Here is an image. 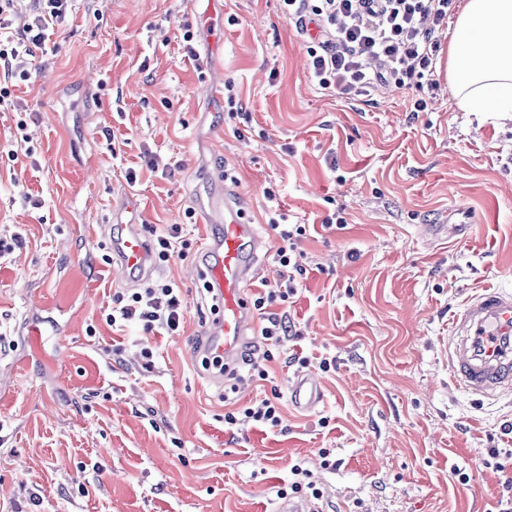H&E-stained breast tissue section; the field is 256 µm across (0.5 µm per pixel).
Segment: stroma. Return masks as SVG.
Listing matches in <instances>:
<instances>
[{"mask_svg": "<svg viewBox=\"0 0 512 512\" xmlns=\"http://www.w3.org/2000/svg\"><path fill=\"white\" fill-rule=\"evenodd\" d=\"M452 32L435 33L437 82L330 97L277 0H76L58 50L0 104V237L22 240L0 258V512H277L299 458L324 512H499L512 463H480L512 448V395L457 389L440 339L467 296L512 289V120L451 100ZM228 171L267 241L251 291L282 281L269 211L307 228L283 306L294 334L252 328L268 376L240 366L235 391L196 352L212 315L196 264ZM452 205L475 214L467 236L427 239ZM334 214L344 227L325 225ZM132 222L184 227L151 276L184 294L178 334L106 322L131 289L111 239ZM302 370L323 386L315 410L287 400L280 427L225 429L226 403L288 393Z\"/></svg>", "mask_w": 512, "mask_h": 512, "instance_id": "obj_1", "label": "stroma"}]
</instances>
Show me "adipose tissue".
<instances>
[{"label":"adipose tissue","instance_id":"ef3b65f1","mask_svg":"<svg viewBox=\"0 0 512 512\" xmlns=\"http://www.w3.org/2000/svg\"><path fill=\"white\" fill-rule=\"evenodd\" d=\"M448 87L464 111L512 115V0H467L448 46Z\"/></svg>","mask_w":512,"mask_h":512}]
</instances>
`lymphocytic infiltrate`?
I'll return each mask as SVG.
<instances>
[{"label":"lymphocytic infiltrate","instance_id":"lymphocytic-infiltrate-1","mask_svg":"<svg viewBox=\"0 0 512 512\" xmlns=\"http://www.w3.org/2000/svg\"><path fill=\"white\" fill-rule=\"evenodd\" d=\"M75 0H0V74L7 80H28L36 50H47L65 22ZM454 0H281L288 19L300 27L315 25L309 48L310 73L320 90L332 95L367 96L376 87L396 92L407 79L435 75L439 45L436 29L448 21ZM26 11L29 23L12 29L10 17ZM0 85V103L11 91ZM281 244L276 260L290 281L303 274L295 242L306 233L302 224H283L270 218ZM295 288H265L252 297L260 316L264 340L285 339L291 327L285 315L273 312L287 302ZM183 320L180 289L171 282L156 283L119 294L114 299L109 325H133L146 333H176ZM279 393L255 400L250 406L224 414V424L243 422L277 427L282 423Z\"/></svg>","mask_w":512,"mask_h":512}]
</instances>
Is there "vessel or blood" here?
<instances>
[{
  "label": "vessel or blood",
  "instance_id": "1",
  "mask_svg": "<svg viewBox=\"0 0 512 512\" xmlns=\"http://www.w3.org/2000/svg\"><path fill=\"white\" fill-rule=\"evenodd\" d=\"M245 197L224 191V222L202 254L201 273L222 314L206 330L199 346L207 357L235 364L254 322L247 290L259 275L257 254L265 242L243 220ZM123 280L151 272V251L138 225H128L114 241ZM442 344L448 353V371L454 383L478 397L512 393V289L485 288L468 297L454 314ZM324 394L317 380L298 373L290 400L300 409H315Z\"/></svg>",
  "mask_w": 512,
  "mask_h": 512
}]
</instances>
